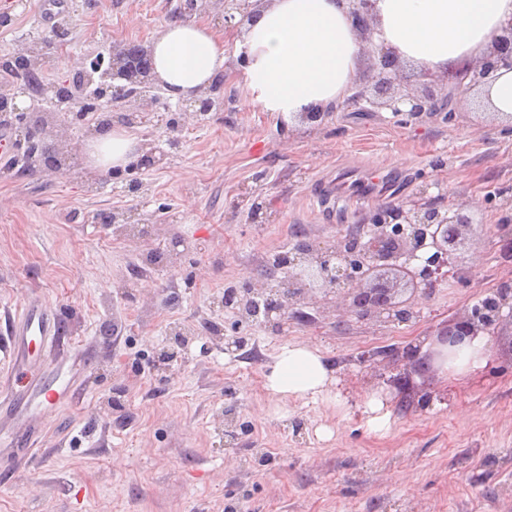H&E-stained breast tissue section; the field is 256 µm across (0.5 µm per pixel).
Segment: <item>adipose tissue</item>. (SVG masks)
Segmentation results:
<instances>
[{
    "instance_id": "1",
    "label": "adipose tissue",
    "mask_w": 512,
    "mask_h": 512,
    "mask_svg": "<svg viewBox=\"0 0 512 512\" xmlns=\"http://www.w3.org/2000/svg\"><path fill=\"white\" fill-rule=\"evenodd\" d=\"M380 37L401 59L428 71L481 56L512 20V0H376ZM244 65L237 81L248 104L292 118L328 112L347 96L359 77L362 42L346 0H270L258 18L236 32L171 20L150 41L155 71L175 99L205 91L227 69L225 41ZM142 141L114 128L86 145V166L96 174L135 160ZM331 363L302 342L282 346L266 376L279 399L317 397L333 379Z\"/></svg>"
}]
</instances>
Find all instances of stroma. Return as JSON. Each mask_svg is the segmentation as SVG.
I'll return each instance as SVG.
<instances>
[{
    "instance_id": "obj_1",
    "label": "stroma",
    "mask_w": 512,
    "mask_h": 512,
    "mask_svg": "<svg viewBox=\"0 0 512 512\" xmlns=\"http://www.w3.org/2000/svg\"><path fill=\"white\" fill-rule=\"evenodd\" d=\"M182 0H71L66 55L100 44L144 43ZM463 107L408 121L337 107L322 125L282 131L246 105L225 75L208 123L186 127L164 168L141 174L138 197L88 193L87 168L54 173L0 158V386L50 376L74 396L37 395L0 406V512H512V348L489 352L475 374L440 373L431 398L391 427L369 429L363 405L377 382L358 365L367 350L427 338L512 278V240L475 237L466 280L448 279L409 323L292 319L279 332L218 308L226 287L261 279L294 236L330 244L381 202L354 195L314 204L320 185L358 168L404 178L400 203L424 196L470 204L474 223L512 225V125L472 94ZM273 201L250 223L249 193ZM139 209L158 228L149 242L115 236L101 212ZM164 252L160 265L144 254ZM41 298L59 328L31 344L32 364L9 360L13 321ZM193 334L168 376L156 370L173 322ZM242 336L240 350L223 339ZM304 342L331 362L326 394L281 400L265 376L282 345ZM242 429L226 447L224 411Z\"/></svg>"
}]
</instances>
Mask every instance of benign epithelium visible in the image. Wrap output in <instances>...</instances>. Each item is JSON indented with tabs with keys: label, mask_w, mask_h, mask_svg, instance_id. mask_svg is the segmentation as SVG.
<instances>
[{
	"label": "benign epithelium",
	"mask_w": 512,
	"mask_h": 512,
	"mask_svg": "<svg viewBox=\"0 0 512 512\" xmlns=\"http://www.w3.org/2000/svg\"><path fill=\"white\" fill-rule=\"evenodd\" d=\"M265 0H185L178 11L184 18L200 12L214 3L224 6V27L237 26L257 16ZM349 14L357 26L364 44V55L370 62L365 84L347 99V105L358 112L385 110L393 117L406 115L416 118L435 112L436 97L431 93L402 92L395 88L400 79L398 54L374 40L376 32L375 0H347ZM68 31L60 26L40 37L43 51H32L24 41L12 51V56L25 62L18 72L22 85L10 84L0 88V101L8 103V112L18 115L34 110L38 99L49 98L64 85L75 88L68 79L49 85L30 82L43 67L47 51L63 52ZM501 68L512 69V21L502 28L486 53L473 61L458 65L453 72L454 85L444 98L457 107L461 92L485 85L491 75ZM222 88L216 84L200 95L186 100L177 113L159 111L166 89L160 81L153 54L146 46L122 47L112 54L110 75L99 82L100 104L113 112L114 124L126 128L152 125L164 126L174 132L189 124L201 125L214 109L215 94ZM25 95L30 105L21 107L17 98ZM76 119L71 112L47 110L24 137L47 145L43 168L67 171L84 163V145L92 139L83 131L79 139L72 135ZM181 141L171 138L165 151L152 142L143 144L140 155L132 162L137 169H157L168 164L171 153L180 148ZM367 237L351 228L336 235V242L326 246L288 255L285 267L288 274L275 288L266 280H244L224 290L219 306L233 314L247 310L257 298L264 299L263 324L276 331L283 329L288 315L300 314L304 308H314L321 315L339 312L360 322L408 323L417 317L420 301L431 298L441 282L453 275L461 278L467 243L476 236L477 226L462 204L455 210L440 212L427 200L405 209L389 207L376 212L371 221L362 225ZM479 335L493 341L512 336V279L502 281L497 288L459 315L440 324L433 332L428 348L409 344L400 350L392 348L364 351L357 362L376 371V377L399 396L398 410L406 412L415 401L427 400L428 394L416 388L412 375L428 377L450 368L459 353ZM405 360L409 370L386 375L382 369Z\"/></svg>",
	"instance_id": "benign-epithelium-1"
}]
</instances>
